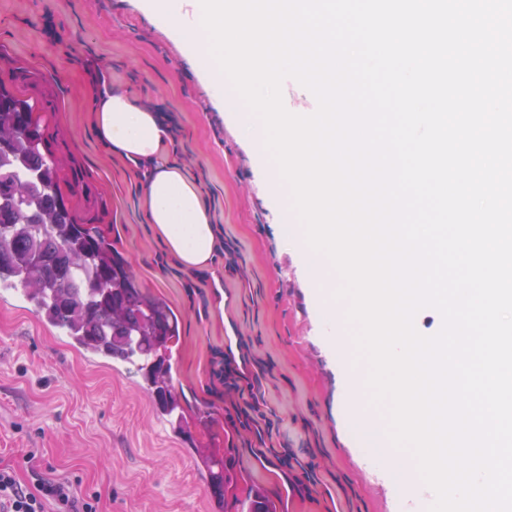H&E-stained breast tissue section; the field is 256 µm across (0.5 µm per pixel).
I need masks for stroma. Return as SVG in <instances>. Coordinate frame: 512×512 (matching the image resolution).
<instances>
[{"label":"stroma","instance_id":"stroma-1","mask_svg":"<svg viewBox=\"0 0 512 512\" xmlns=\"http://www.w3.org/2000/svg\"><path fill=\"white\" fill-rule=\"evenodd\" d=\"M0 69L40 104L77 216L99 226L139 286L174 311L172 384L189 422L174 430L132 367L75 348L20 289L0 288V466L30 487L65 478L99 492L100 512H240L253 489L277 512H410L362 436L367 422L386 432L387 408L359 413L346 399L358 354L324 327L234 91L216 95L146 0H0ZM95 71L168 128L170 161L196 178L213 212L211 270L186 271L163 253L143 218L144 167L96 142ZM228 360L240 375L231 391L217 378ZM254 402L252 425L242 410ZM208 444L235 477L220 503L208 471L185 457Z\"/></svg>","mask_w":512,"mask_h":512}]
</instances>
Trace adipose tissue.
<instances>
[{
    "label": "adipose tissue",
    "mask_w": 512,
    "mask_h": 512,
    "mask_svg": "<svg viewBox=\"0 0 512 512\" xmlns=\"http://www.w3.org/2000/svg\"><path fill=\"white\" fill-rule=\"evenodd\" d=\"M95 112L98 139L130 162H146L172 148L168 128L125 93L102 88ZM144 215L166 253L183 269L209 270L217 253L216 228L201 188L186 169L168 163L148 172Z\"/></svg>",
    "instance_id": "obj_1"
}]
</instances>
